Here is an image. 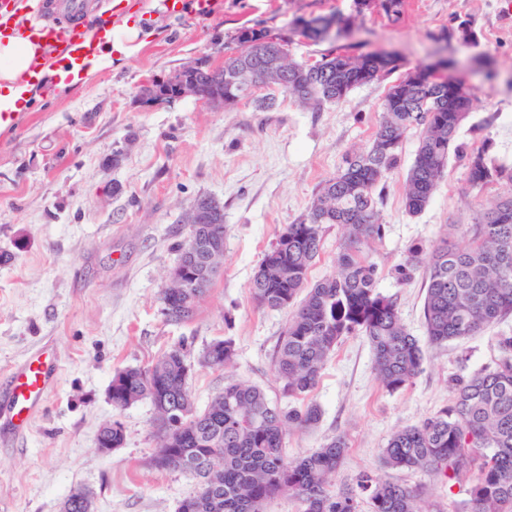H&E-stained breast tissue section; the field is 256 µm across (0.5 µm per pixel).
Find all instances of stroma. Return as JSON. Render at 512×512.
<instances>
[{"label": "stroma", "mask_w": 512, "mask_h": 512, "mask_svg": "<svg viewBox=\"0 0 512 512\" xmlns=\"http://www.w3.org/2000/svg\"><path fill=\"white\" fill-rule=\"evenodd\" d=\"M218 3L205 17L187 5L174 18H159L152 36L111 70L33 99L20 127L0 134V257L11 256L0 260V409L12 371L41 353L60 366L26 429L0 425V512H61L78 488L91 491L92 512H176L195 491L189 474L152 465L159 439L150 400L113 408L108 389L116 370L149 366L180 346L193 366L196 410L230 380L257 385L283 403L272 358L288 313L258 307L248 283L279 232L306 213L345 154L368 142L389 86L385 80L361 86L316 112L272 86L255 97L273 98L271 109L246 99L216 110L191 97L147 106L139 97L147 80L193 61L220 63L235 47V30L254 24L287 35L298 61L320 58L334 45L396 52L406 70L444 57L476 88L459 144L470 151L491 139L496 156L512 165V0H406L399 24L367 14L332 42L305 39L291 24L301 16L349 13L352 0ZM462 22L475 35L466 45L450 35ZM418 137L409 133L387 181L379 206L384 235L364 251L378 264L379 291L397 297L404 324L421 338L424 272L402 282L397 266L408 247H430L446 231L465 243L463 230L479 204L504 188L470 185L463 160L453 155L424 211L409 215L404 181ZM198 196L224 209L223 268L194 317L176 324L165 316L160 294L188 232L185 210ZM504 332L512 334V317L480 335L427 347L422 373L394 393L377 381L366 338L345 337L313 393L321 420L288 432V457L340 433L348 452L336 484L377 469L419 488L422 512H469L465 486L421 470L385 468L382 450L396 429L449 405L454 379L492 365ZM227 338L235 344L233 365L201 364L205 348ZM115 420L125 442L100 453L98 431Z\"/></svg>", "instance_id": "35a3bbf8"}]
</instances>
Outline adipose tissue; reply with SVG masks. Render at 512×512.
I'll use <instances>...</instances> for the list:
<instances>
[{"mask_svg":"<svg viewBox=\"0 0 512 512\" xmlns=\"http://www.w3.org/2000/svg\"><path fill=\"white\" fill-rule=\"evenodd\" d=\"M143 32L138 25L88 24L87 41L93 42L96 53L82 71L60 67L55 56H38L36 45L26 40H0V113L25 112L32 98L42 92L62 91L87 80L93 74L111 68L117 55L134 52Z\"/></svg>","mask_w":512,"mask_h":512,"instance_id":"1","label":"adipose tissue"}]
</instances>
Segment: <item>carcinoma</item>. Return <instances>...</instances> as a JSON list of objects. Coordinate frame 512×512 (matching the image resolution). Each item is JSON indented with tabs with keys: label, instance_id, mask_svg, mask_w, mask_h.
<instances>
[{
	"label": "carcinoma",
	"instance_id": "carcinoma-1",
	"mask_svg": "<svg viewBox=\"0 0 512 512\" xmlns=\"http://www.w3.org/2000/svg\"><path fill=\"white\" fill-rule=\"evenodd\" d=\"M383 16L392 24L405 13V0H384ZM347 17L337 13L312 16L294 29L304 38L323 41L328 28ZM399 58L380 51L357 55H321L316 69L281 53L270 41L244 49L224 69L239 74L240 83L224 94L247 96L253 75H263L304 105L318 111L339 104L349 94L375 80L392 76ZM474 88L448 76L442 83L424 76L418 67L400 75L381 103L382 117L369 142L345 155L343 166L325 180L318 195L296 224L286 225L275 247L264 255L248 284L261 308L289 311L278 339L273 369L284 396L296 406L272 404L264 390L230 381L208 407L198 412L186 370L184 350L173 349L151 365L117 370L112 377V406L124 409L150 396L155 386L166 404L155 406L157 421L185 410L180 426L168 435L153 459L155 467L180 471L197 479L196 490L180 501L178 512H263L264 504L287 494L302 512H421L419 493L395 484L381 474L363 472L353 484L336 487L331 477L343 463L347 442L338 434L313 453L290 462L284 439L291 428H310L321 420V408L311 394L324 365L347 336L368 340L380 385L388 392L411 385L423 371L424 347L403 323L397 298L377 290L378 266L363 246L382 238L377 200L386 181L401 162L409 131L420 130L418 145L405 183L404 207L412 215L428 205L450 154L459 153L457 138L469 117ZM493 143L467 156V177L473 186L506 183L512 186V167L492 156ZM337 224L346 235L336 253V272L314 283L309 280L327 226ZM186 239L177 245L178 257L194 240L214 243L224 256V212L205 224L187 222ZM468 243L458 245L445 234L429 250L408 249L396 269L407 281L424 267L423 316L427 342L441 346L476 336L512 314V191L481 205L467 229ZM213 285L192 288V301L177 296L179 289L161 293L164 313L171 322L190 320ZM501 355L494 365L454 384L451 402L418 425L395 430L382 457L393 469H420L459 483L467 465L479 462L469 485L470 512H512V336H499ZM236 355L230 339L210 344L203 363L226 367Z\"/></svg>",
	"mask_w": 512,
	"mask_h": 512
}]
</instances>
